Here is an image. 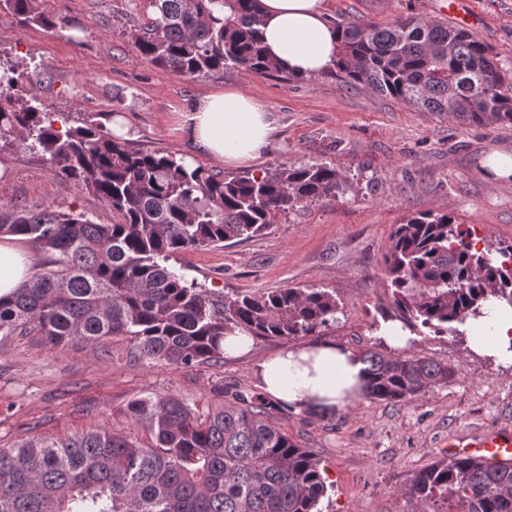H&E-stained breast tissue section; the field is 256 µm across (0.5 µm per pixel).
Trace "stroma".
Masks as SVG:
<instances>
[{
    "mask_svg": "<svg viewBox=\"0 0 512 512\" xmlns=\"http://www.w3.org/2000/svg\"><path fill=\"white\" fill-rule=\"evenodd\" d=\"M59 26L20 27L0 12V60L27 69V89L50 112L71 121L92 112H123L128 137L148 151L175 152L212 168L179 130L178 112L204 94L228 87L264 99L275 132L269 146L237 174L314 163L347 178L333 198L279 216L250 240L176 255L188 278L237 292L323 288L339 311L312 337L258 338L239 357L196 368H152L133 361L129 337L54 347L37 335L0 336V448L33 437L65 439L86 432L152 443L144 425L127 418L138 398L174 396L200 413L259 394L256 372L283 349L312 341L388 352L381 337L392 298L384 255L396 226L410 215L447 212L474 240L512 245V182L487 167L495 153L512 155V125H474L444 112L417 110L329 71L317 77L261 75L228 67L186 78L146 61L131 31L150 11L147 0H40ZM448 0H328L331 23L384 26L418 17L447 21ZM478 17L472 32L512 75V0H459ZM82 212L115 222L111 208L54 176L25 146L0 148V201ZM403 355L448 360L457 372L425 395L390 404L363 398L330 414L295 413L271 405L269 421L296 444L314 449L327 477L322 512H421L403 495L408 479L445 457L453 439L512 430V367L473 353L465 335L411 331Z\"/></svg>",
    "mask_w": 512,
    "mask_h": 512,
    "instance_id": "35a3bbf8",
    "label": "stroma"
}]
</instances>
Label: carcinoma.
Instances as JSON below:
<instances>
[{
	"label": "carcinoma",
	"mask_w": 512,
	"mask_h": 512,
	"mask_svg": "<svg viewBox=\"0 0 512 512\" xmlns=\"http://www.w3.org/2000/svg\"><path fill=\"white\" fill-rule=\"evenodd\" d=\"M155 8L132 31L149 63L183 77L228 66L276 71L257 25L259 0H148ZM24 26H54L37 0H0ZM336 64L347 83L400 103L475 124L512 125V81L473 33L446 23L358 20L336 26ZM28 73L0 66V140L41 153L55 176L95 194L118 214L95 224L52 206L0 203V235L48 254L28 286L0 298V336L37 333L54 346L128 336L148 367H194L224 359V335L310 336L336 322V296L322 288H278L226 296L173 270L177 254L238 242L268 230L296 206L343 190L336 167L313 164L231 176L191 167L172 152L135 147L105 124H81L27 96ZM478 247L454 216L425 212L396 226L384 258L393 318L439 336L463 334L494 298L512 306V246ZM366 395L401 402L456 368L435 359L359 353ZM253 396L201 416L175 397L131 401L126 416L147 425L144 448L109 432L31 438L0 448V512H320L327 493L320 459L267 421ZM422 512L453 500L460 512H512V462L443 457L401 489Z\"/></svg>",
	"instance_id": "cac0c4a2"
}]
</instances>
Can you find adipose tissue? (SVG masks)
I'll return each instance as SVG.
<instances>
[{"mask_svg":"<svg viewBox=\"0 0 512 512\" xmlns=\"http://www.w3.org/2000/svg\"><path fill=\"white\" fill-rule=\"evenodd\" d=\"M263 45L286 73L318 76L333 68L339 42L326 0H259ZM180 124L210 160L241 166L259 156L274 131L268 104L237 89L204 95L180 112ZM34 260L17 236L0 237V297L27 285ZM485 318L474 321L471 350L495 364L512 366V307L486 304ZM263 393L293 412H332L358 401L367 381L365 366L350 349L327 343L295 346L260 364Z\"/></svg>","mask_w":512,"mask_h":512,"instance_id":"ef3b65f1","label":"adipose tissue"}]
</instances>
